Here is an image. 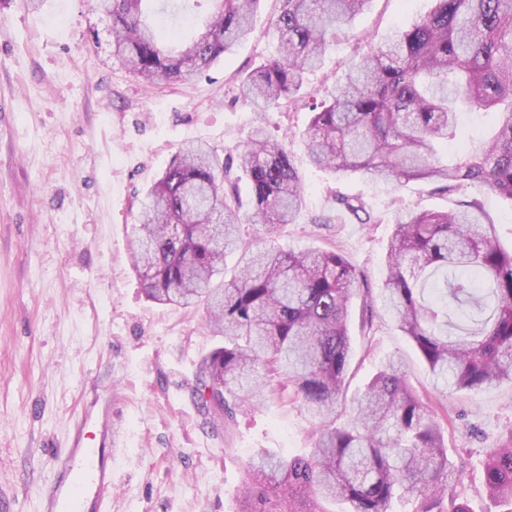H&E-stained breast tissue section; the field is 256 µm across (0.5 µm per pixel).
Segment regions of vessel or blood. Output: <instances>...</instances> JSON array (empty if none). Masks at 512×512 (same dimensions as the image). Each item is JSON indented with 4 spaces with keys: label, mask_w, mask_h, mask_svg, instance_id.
Here are the masks:
<instances>
[{
    "label": "vessel or blood",
    "mask_w": 512,
    "mask_h": 512,
    "mask_svg": "<svg viewBox=\"0 0 512 512\" xmlns=\"http://www.w3.org/2000/svg\"><path fill=\"white\" fill-rule=\"evenodd\" d=\"M110 448H87L73 438L56 456V467L45 482L40 512H100L112 490Z\"/></svg>",
    "instance_id": "vessel-or-blood-1"
}]
</instances>
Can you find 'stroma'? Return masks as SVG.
Instances as JSON below:
<instances>
[{
    "mask_svg": "<svg viewBox=\"0 0 512 512\" xmlns=\"http://www.w3.org/2000/svg\"><path fill=\"white\" fill-rule=\"evenodd\" d=\"M434 0H373L326 48L308 92L330 95L338 78ZM279 0H261L251 36L209 70L151 86L110 57V37L89 0H26L0 8V502L38 512L57 453L85 413L112 423V492L103 512H238L246 463L260 451L304 454L314 446L302 406L272 391L213 428L191 384L218 343L203 307L149 301L128 249L143 191L179 147L202 140L228 155L266 121L286 142L304 187L296 220L274 230L246 223L244 237L283 250H336L379 299L392 223L401 210L445 211L479 197L504 248H512V201L464 189L431 193L417 181L384 187L310 165L302 105L259 116L237 77L277 57ZM361 198L382 223L336 219V195ZM352 300L350 394L393 356L444 427L468 512H498L483 486L487 449L512 438V383L438 392L414 343L375 311L361 328Z\"/></svg>",
    "mask_w": 512,
    "mask_h": 512,
    "instance_id": "35a3bbf8",
    "label": "stroma"
}]
</instances>
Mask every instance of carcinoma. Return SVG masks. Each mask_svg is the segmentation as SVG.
<instances>
[{
	"label": "carcinoma",
	"instance_id": "1",
	"mask_svg": "<svg viewBox=\"0 0 512 512\" xmlns=\"http://www.w3.org/2000/svg\"><path fill=\"white\" fill-rule=\"evenodd\" d=\"M144 0H96L109 18L112 55L149 84L208 70L252 32L260 0H218L199 36L169 46L175 34L150 21ZM278 58L240 78L258 112L299 97L308 71L371 0H280ZM497 114L494 133L462 156L441 153L459 136V113ZM310 163L339 175L395 185L421 181L451 194L474 187L512 200V0H435L425 18L367 53L311 105ZM245 178L243 202L237 180ZM301 177L285 145L266 128L224 159L213 147H182L146 192L131 227L132 267L147 297L161 305L203 304L221 342L200 362L192 396L210 414V386L224 420L260 404L278 378L312 415L317 439L308 456L266 452L250 460L239 512H389L392 498L416 512H467L460 474L448 460L442 426L416 396L401 359H390L352 399L344 398L352 345L350 304L362 275L340 252H283L237 235L246 210L270 226L294 223ZM336 210L380 224L367 205L344 195ZM239 252L236 274L224 256ZM383 307L415 344L437 381L474 391L512 382V250L483 220L477 198L450 211L408 210L392 225ZM489 496L512 512V439L484 462Z\"/></svg>",
	"mask_w": 512,
	"mask_h": 512
}]
</instances>
